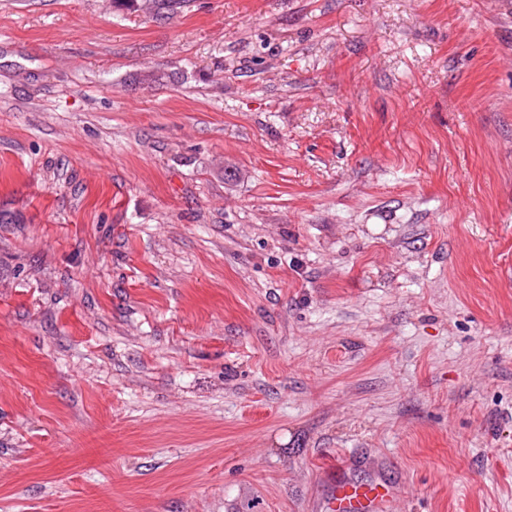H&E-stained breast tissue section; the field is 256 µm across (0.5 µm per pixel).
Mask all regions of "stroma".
<instances>
[{
    "label": "stroma",
    "mask_w": 512,
    "mask_h": 512,
    "mask_svg": "<svg viewBox=\"0 0 512 512\" xmlns=\"http://www.w3.org/2000/svg\"><path fill=\"white\" fill-rule=\"evenodd\" d=\"M0 0V512H512V0ZM389 494L379 483H339L324 508L325 512H383Z\"/></svg>",
    "instance_id": "35a3bbf8"
}]
</instances>
